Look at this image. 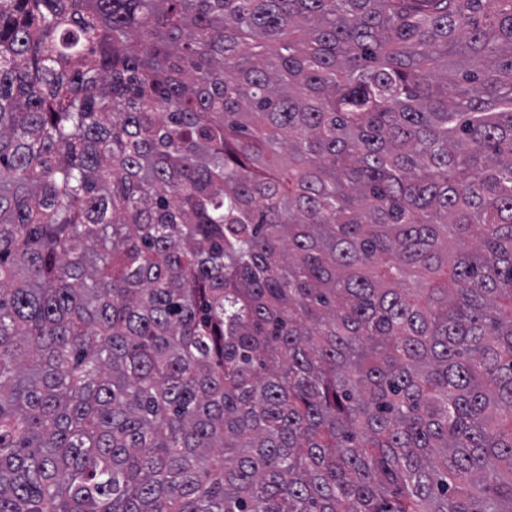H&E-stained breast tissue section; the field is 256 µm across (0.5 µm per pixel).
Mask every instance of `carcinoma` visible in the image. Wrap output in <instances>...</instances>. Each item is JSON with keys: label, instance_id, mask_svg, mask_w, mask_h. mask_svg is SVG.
Segmentation results:
<instances>
[{"label": "carcinoma", "instance_id": "obj_1", "mask_svg": "<svg viewBox=\"0 0 512 512\" xmlns=\"http://www.w3.org/2000/svg\"><path fill=\"white\" fill-rule=\"evenodd\" d=\"M0 512H512V0H0Z\"/></svg>", "mask_w": 512, "mask_h": 512}]
</instances>
